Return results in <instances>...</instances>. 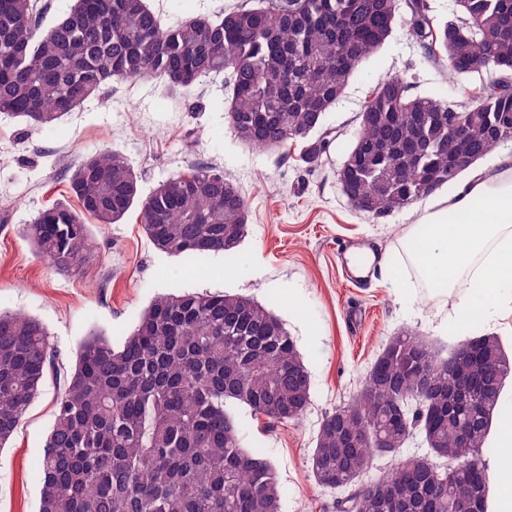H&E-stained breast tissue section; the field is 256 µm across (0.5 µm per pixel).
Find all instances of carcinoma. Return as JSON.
<instances>
[{
    "mask_svg": "<svg viewBox=\"0 0 512 512\" xmlns=\"http://www.w3.org/2000/svg\"><path fill=\"white\" fill-rule=\"evenodd\" d=\"M455 3L454 18L440 23L427 0H267L165 27L146 0H74L45 29L35 0H0V114L50 130L114 82L152 79L190 94L226 72L225 112L237 140L261 151L299 142L312 168L333 142L325 114L404 20L425 57L450 75L489 68L493 76L468 104L415 93L401 75L371 89L337 182L349 184L355 209L379 221L470 169L442 148L452 120L465 122L464 151L477 161L512 141V86H499L512 78V0ZM68 187L80 209H43L21 235L49 265L77 272L93 251L85 217L120 223L139 200V179L124 154L100 150L75 167ZM140 215L157 250L184 258L232 254L248 221L239 189L194 164L159 183ZM469 346L463 367L475 418L448 413L458 384L409 332L388 341L351 404L325 414L310 464L319 486L345 489L336 512H451L462 499L488 512V458L506 453L489 447V435L512 359L492 333ZM49 377L61 392L39 512H282L272 463L242 446L227 408L244 404L286 423L309 405L297 343L266 306L174 288L121 344L91 333L70 366L38 319L0 311V449ZM401 406L405 423L394 420ZM415 429L429 456H408L370 492L354 493L371 459L400 452ZM435 458L466 466L439 470ZM437 477L448 492L431 502L425 486Z\"/></svg>",
    "mask_w": 512,
    "mask_h": 512,
    "instance_id": "1",
    "label": "carcinoma"
}]
</instances>
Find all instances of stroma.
I'll return each mask as SVG.
<instances>
[{"label":"stroma","mask_w":512,"mask_h":512,"mask_svg":"<svg viewBox=\"0 0 512 512\" xmlns=\"http://www.w3.org/2000/svg\"><path fill=\"white\" fill-rule=\"evenodd\" d=\"M241 0H147L164 26L192 16L215 15ZM402 75L438 100H468L487 74L451 79L426 61L406 26H397L384 47L351 78L324 124L334 140L316 168L305 170L298 145L273 152L242 145L219 104L230 90L223 77L207 79L191 95L160 82L129 79L113 84L104 106L71 112L54 130L31 129L0 116V309L22 311L47 328L52 348L74 364L90 331L120 343L158 294L188 292L247 296L269 308L297 342L311 381L310 404L296 422L277 423L231 405L242 443L261 450L283 489L282 512H334L336 491L319 487L310 465L322 417L350 403L386 342L404 331L417 333L438 360L480 333L500 337L512 355V314L466 329H445L458 297H431L403 243L411 225L447 210L454 187H443L378 224L342 195L336 173L346 158L370 90ZM104 148L125 154L142 194L188 163L223 171L240 190L248 210L245 236L234 257L221 253L200 261L170 257L146 237L139 207L118 224H91V258L76 273L49 267L20 235L42 208L59 203L78 208L68 179L87 155ZM362 238L398 259L400 282L372 271L363 283L346 281L336 245ZM58 386L49 380L31 403L5 448L0 449V512H38L44 444L54 420Z\"/></svg>","instance_id":"stroma-1"}]
</instances>
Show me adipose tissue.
<instances>
[{
    "label": "adipose tissue",
    "instance_id": "adipose-tissue-1",
    "mask_svg": "<svg viewBox=\"0 0 512 512\" xmlns=\"http://www.w3.org/2000/svg\"><path fill=\"white\" fill-rule=\"evenodd\" d=\"M497 163L499 175H473L458 185L448 213L428 214L413 227L420 245L414 261L433 296L467 284L459 322L512 310V154Z\"/></svg>",
    "mask_w": 512,
    "mask_h": 512
}]
</instances>
